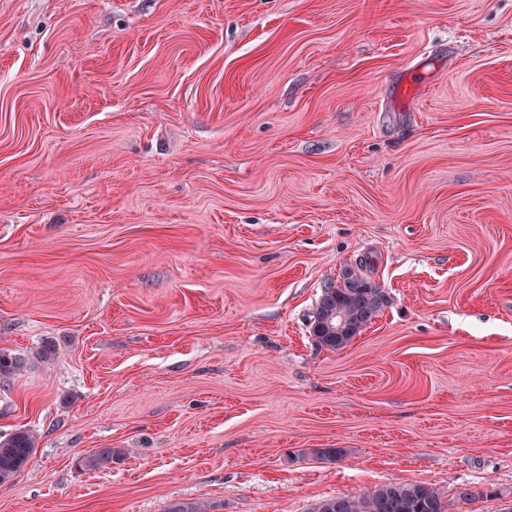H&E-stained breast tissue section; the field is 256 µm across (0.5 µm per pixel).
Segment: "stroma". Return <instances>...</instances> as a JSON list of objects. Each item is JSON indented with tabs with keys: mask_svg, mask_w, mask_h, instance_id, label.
Listing matches in <instances>:
<instances>
[{
	"mask_svg": "<svg viewBox=\"0 0 512 512\" xmlns=\"http://www.w3.org/2000/svg\"><path fill=\"white\" fill-rule=\"evenodd\" d=\"M0 348V512H512V0H0ZM342 271L336 280L323 284L311 323V338L316 346L329 350L347 347L369 327L385 306V295L374 282L365 278L362 265ZM317 320L327 326L319 334L314 332ZM336 323L341 333L336 336ZM36 438L27 429H18L0 437V485L13 481L29 461ZM434 488L420 484H385L359 495L335 496L316 503L311 512H448Z\"/></svg>",
	"mask_w": 512,
	"mask_h": 512,
	"instance_id": "35a3bbf8",
	"label": "stroma"
}]
</instances>
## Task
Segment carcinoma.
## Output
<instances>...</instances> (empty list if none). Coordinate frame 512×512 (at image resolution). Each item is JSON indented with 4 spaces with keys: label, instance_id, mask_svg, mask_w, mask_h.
Instances as JSON below:
<instances>
[{
    "label": "carcinoma",
    "instance_id": "cac0c4a2",
    "mask_svg": "<svg viewBox=\"0 0 512 512\" xmlns=\"http://www.w3.org/2000/svg\"><path fill=\"white\" fill-rule=\"evenodd\" d=\"M385 306V295L374 282L364 277L362 265L342 272L337 279L323 284L316 303L313 320L326 323L320 333H311L312 341L320 348L340 350L347 347L369 327ZM24 359L0 349V380L19 372ZM36 438L26 429H18L0 437V485L13 481L29 461ZM114 450L99 448L84 458L88 469L104 468L112 463ZM462 502L480 497L497 498L493 486L471 489L460 487L455 492ZM312 512H448V503L434 488L420 484H385L359 495L335 496L316 503Z\"/></svg>",
    "mask_w": 512,
    "mask_h": 512
}]
</instances>
